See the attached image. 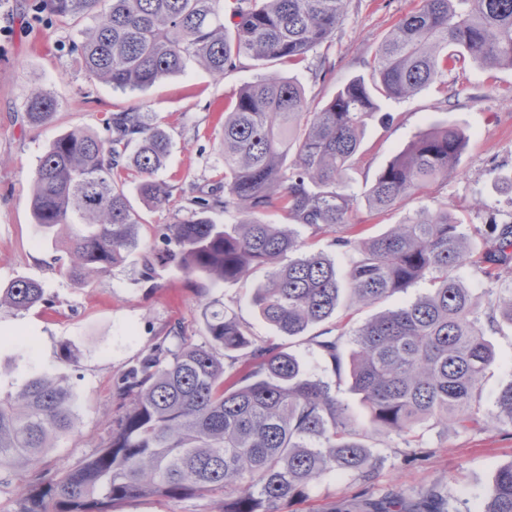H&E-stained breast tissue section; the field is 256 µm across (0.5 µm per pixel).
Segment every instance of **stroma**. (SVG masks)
<instances>
[{
  "instance_id": "stroma-1",
  "label": "stroma",
  "mask_w": 512,
  "mask_h": 512,
  "mask_svg": "<svg viewBox=\"0 0 512 512\" xmlns=\"http://www.w3.org/2000/svg\"><path fill=\"white\" fill-rule=\"evenodd\" d=\"M28 3L0 0V288L31 279L41 284L45 301L26 311L0 309V336L6 339L0 346V396L18 392L36 374L69 378L77 404L76 429L57 441L42 468L63 470L97 451L124 411L113 397L116 381L155 343L176 334L205 344L204 309L210 299L219 300L246 325L255 343L297 354L311 374L335 384L357 429L370 430L369 412L352 390L348 372H335L314 339L339 326L352 331L375 311L425 293L428 282L351 317L337 310L335 318L313 325L307 335L290 338L262 320L253 303L266 270L214 286L204 276H185L173 263L156 266L151 279L142 276L144 248L160 245L163 226L185 216L192 197L223 196L224 110L240 87L265 75V68L246 60L217 78L190 62L145 89L115 90L88 79L70 52L91 18L75 24L38 20ZM412 5V0H349L329 43L311 51L305 61L279 64L275 70L294 77L309 102H327L353 77L370 75L378 45ZM35 88L50 91L58 102L52 121L37 129L28 126L24 111ZM128 108L152 113L171 138L170 154L158 173L170 187V201L164 209H149L134 181H127V196L143 219L141 247L110 272L79 283L66 273L68 254L33 221L30 175L60 133L76 126L103 133L104 119ZM386 113L391 116L387 122L382 119ZM445 122L470 135L456 173L438 182L430 197L406 202L372 225V234L385 232L419 208L445 207L477 239L485 224L512 212V193L501 186L512 177V69L490 71L470 62L449 67L440 81L409 98L381 101L379 113L366 121L358 163L349 174L350 192L362 194L417 133ZM204 286L209 292L202 298L197 290ZM487 339L496 361L483 381L482 408L491 412L498 392L512 381V322L499 320ZM65 343L78 348L76 363L60 360ZM418 435L412 448L394 434L371 441L383 461L372 485L329 475L311 486L305 500L290 504L288 512H331L341 498L366 491L378 498L395 488L409 496L433 488L479 512L498 469L512 461V424L471 431L428 423ZM220 507L211 498L157 496L127 500L115 512H219Z\"/></svg>"
}]
</instances>
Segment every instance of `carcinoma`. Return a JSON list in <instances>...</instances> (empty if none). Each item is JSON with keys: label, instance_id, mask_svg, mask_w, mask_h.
Instances as JSON below:
<instances>
[{"label": "carcinoma", "instance_id": "obj_1", "mask_svg": "<svg viewBox=\"0 0 512 512\" xmlns=\"http://www.w3.org/2000/svg\"><path fill=\"white\" fill-rule=\"evenodd\" d=\"M349 0H233V29L224 0H35L31 10L58 19L90 16L94 24L72 42L86 74L122 91L142 90L182 70L186 60L215 77L241 60L297 64L327 42ZM512 69V0H417L375 50L370 79L355 77L328 102L310 107L302 86L276 73L242 87L224 113V201L190 200L186 218L166 227L164 247L145 256L143 276L175 262L188 276L237 281L265 268L254 305L288 337L301 336L336 313L343 292L358 311L420 280L430 288L381 312L353 331L351 387L371 416L370 435L414 436L429 421L464 430L512 422V382L496 411L480 410V391L495 361L485 326L496 316L512 323V290L482 310L455 276L470 263L493 281L512 268V224L486 225L489 248L474 253L463 224L448 208H420L386 232L355 238L352 216L391 212L448 179L468 142L452 123L433 126L378 173L362 200L344 191L358 160L365 121L381 97L402 99L436 82L449 64ZM58 108L41 89L26 99L29 125L47 123ZM108 137L74 128L59 135L32 173L31 211L45 232L61 239L68 274L86 282L121 264L139 247L141 218L114 170L134 171L150 206L167 205L157 179L170 141L148 112L124 110L104 120ZM279 201L310 234L335 233L352 253L345 281L335 264L308 250L289 224L259 218ZM242 219L233 228L207 215L218 204ZM45 301L42 286L19 279L0 289V308L21 311ZM208 342L166 341L115 384L125 405L93 455L61 471L39 470L20 512H112L120 502L150 495L224 497L220 512H282L329 474L371 482L381 459L364 444L348 408L329 382L300 360L257 345L247 327L219 301L206 307ZM344 333L316 341L341 371ZM240 353L243 374L224 379V356ZM76 425L72 387L41 375L16 395L0 398V473L38 466L58 438ZM332 512H470L428 489L378 501L344 499ZM480 512H512V462L502 467Z\"/></svg>", "mask_w": 512, "mask_h": 512}]
</instances>
